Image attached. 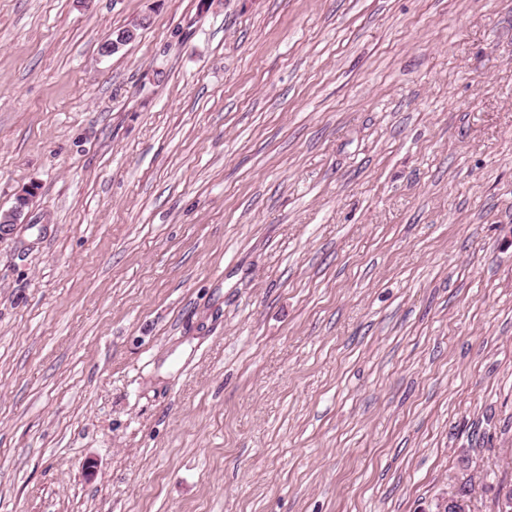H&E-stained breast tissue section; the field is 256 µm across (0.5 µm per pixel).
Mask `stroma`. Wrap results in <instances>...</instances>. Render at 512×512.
Returning a JSON list of instances; mask_svg holds the SVG:
<instances>
[{
    "mask_svg": "<svg viewBox=\"0 0 512 512\" xmlns=\"http://www.w3.org/2000/svg\"><path fill=\"white\" fill-rule=\"evenodd\" d=\"M33 183L0 512H496L512 0H0V211Z\"/></svg>",
    "mask_w": 512,
    "mask_h": 512,
    "instance_id": "35a3bbf8",
    "label": "stroma"
}]
</instances>
